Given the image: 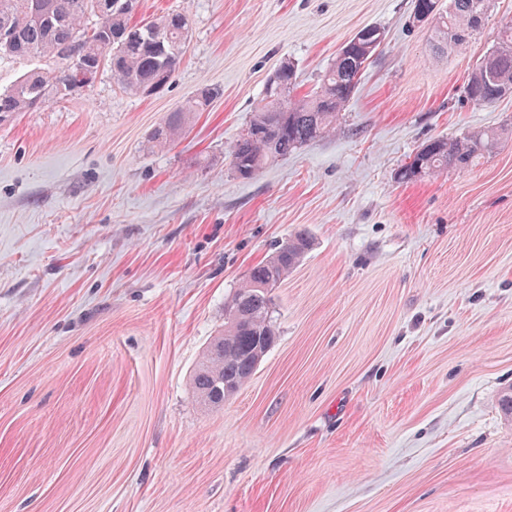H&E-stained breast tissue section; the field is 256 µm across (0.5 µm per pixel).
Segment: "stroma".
Returning a JSON list of instances; mask_svg holds the SVG:
<instances>
[{
  "label": "stroma",
  "mask_w": 512,
  "mask_h": 512,
  "mask_svg": "<svg viewBox=\"0 0 512 512\" xmlns=\"http://www.w3.org/2000/svg\"><path fill=\"white\" fill-rule=\"evenodd\" d=\"M190 41L161 93L110 71L0 112V512H512V96L468 101L512 0L434 49L414 0H139ZM385 41L329 135L243 180L228 150L282 63L316 90ZM220 91L162 151L152 130ZM492 130L466 168L397 179L431 138ZM278 329L218 409L191 378L224 301L296 233Z\"/></svg>",
  "instance_id": "stroma-1"
}]
</instances>
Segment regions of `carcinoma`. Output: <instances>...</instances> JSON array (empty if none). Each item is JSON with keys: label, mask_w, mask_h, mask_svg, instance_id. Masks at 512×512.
Listing matches in <instances>:
<instances>
[{"label": "carcinoma", "mask_w": 512, "mask_h": 512, "mask_svg": "<svg viewBox=\"0 0 512 512\" xmlns=\"http://www.w3.org/2000/svg\"><path fill=\"white\" fill-rule=\"evenodd\" d=\"M38 2L40 13L35 14L29 0H0V28L12 37L10 47L0 45V60L40 62L0 90V112H30L71 95L64 78L79 68L96 75L108 69L124 90L155 95L171 83L190 37L180 12L133 20L136 0H111L109 13L101 9L105 0ZM493 5L494 0H449L443 13L438 0H415L414 13L431 15L436 33L461 45L479 31ZM378 31L368 26L347 41L325 71L321 90L313 95L293 96L294 66H281L279 78L265 88L263 105L231 147L230 164L239 178L251 179L269 162L333 131L338 112L354 94L359 74L371 59L367 47ZM465 94L477 105L512 95V21L502 25L497 45L469 75ZM217 95L214 88L200 89L153 129L150 142L158 149L173 144ZM497 144L498 135L485 130L455 139L435 138L400 168L397 178L409 183L467 167L491 154ZM310 246L304 234L289 238L271 257L252 266L225 302L224 335L204 353L192 378V388L204 405H224L225 388L242 386L275 343L278 330L270 314V292L300 264Z\"/></svg>", "instance_id": "1"}]
</instances>
